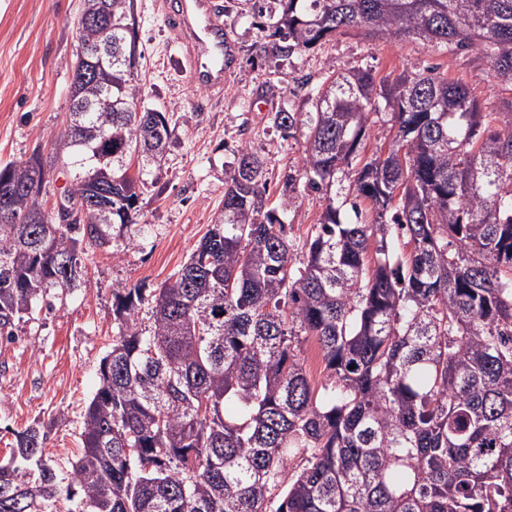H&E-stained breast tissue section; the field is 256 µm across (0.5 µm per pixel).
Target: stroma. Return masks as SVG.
Returning a JSON list of instances; mask_svg holds the SVG:
<instances>
[{
  "instance_id": "1",
  "label": "stroma",
  "mask_w": 512,
  "mask_h": 512,
  "mask_svg": "<svg viewBox=\"0 0 512 512\" xmlns=\"http://www.w3.org/2000/svg\"><path fill=\"white\" fill-rule=\"evenodd\" d=\"M238 58L222 98L187 82V61L156 0H134L136 66L131 81L145 106L171 113L170 138L160 166L149 169L138 225L114 226L110 249L85 258L88 281L64 299L39 304L16 322L11 341L0 340V460L8 459L15 434L40 424L44 455L69 468L79 451L82 414L99 383L101 359L112 345L113 291L155 289L186 262L211 225L224 196V177L239 146L266 160L268 203L279 182L298 165L303 134L282 138L272 115L284 106L312 111L299 84L318 86L326 72L362 66L376 78L426 68L462 81L483 111L512 109V89L490 64L464 51L452 56L421 39L391 41L353 29L337 32L309 52L283 61L257 52L262 0H219ZM84 0H0V165L50 150L66 124ZM325 203L302 194L289 215L294 263Z\"/></svg>"
}]
</instances>
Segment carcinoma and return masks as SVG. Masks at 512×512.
I'll list each match as a JSON object with an SVG mask.
<instances>
[{"instance_id": "1", "label": "carcinoma", "mask_w": 512, "mask_h": 512, "mask_svg": "<svg viewBox=\"0 0 512 512\" xmlns=\"http://www.w3.org/2000/svg\"><path fill=\"white\" fill-rule=\"evenodd\" d=\"M281 2L266 14L279 41L263 52L290 58L355 29L471 50L512 87V0ZM132 3L103 0L100 20L79 19L83 46L110 37L112 58L74 65L96 84L72 80L70 107L90 111L69 112L54 152L93 222L44 210L41 154L3 166L1 337L50 291L86 282L84 255L111 247L112 225L138 223V181L164 156L169 118L139 105L126 77ZM325 83L308 92L315 111L272 117L284 137L307 129L278 206L265 209V159L239 147L221 212L181 268L149 293L116 289L80 455L58 470L40 426L17 433L0 512H53L78 493L81 512H512V111H482L429 69L378 81L354 68ZM381 108L395 137L355 169ZM338 189L359 216L369 202L374 221L343 222ZM306 191L326 206L297 267L288 214ZM301 332L330 372L321 394ZM296 457L304 467L290 476ZM315 343H316L315 339L311 336H307L305 339H303L302 343L300 345V349H301L300 358L304 363V367L306 369V372L308 374L311 384L315 388L319 389L322 385L329 382V381H327L328 380L327 376L329 374V370L326 369V364H325V361L323 360V357H321V363L319 366V370L317 372H312L309 370L308 365H307V354H308L309 348L312 345H316Z\"/></svg>"}]
</instances>
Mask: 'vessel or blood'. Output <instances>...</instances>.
I'll return each mask as SVG.
<instances>
[{
    "label": "vessel or blood",
    "instance_id": "1",
    "mask_svg": "<svg viewBox=\"0 0 512 512\" xmlns=\"http://www.w3.org/2000/svg\"><path fill=\"white\" fill-rule=\"evenodd\" d=\"M161 5L170 31L186 50L189 83L211 95H222L235 45L220 4L217 0H161Z\"/></svg>",
    "mask_w": 512,
    "mask_h": 512
}]
</instances>
